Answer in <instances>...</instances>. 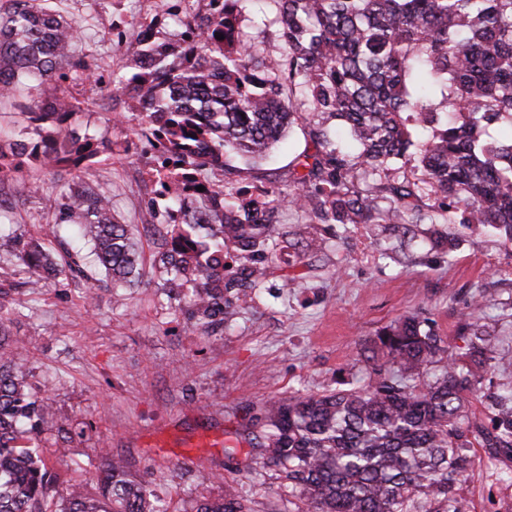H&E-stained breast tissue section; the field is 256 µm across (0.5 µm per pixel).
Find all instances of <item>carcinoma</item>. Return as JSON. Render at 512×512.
<instances>
[{"mask_svg":"<svg viewBox=\"0 0 512 512\" xmlns=\"http://www.w3.org/2000/svg\"><path fill=\"white\" fill-rule=\"evenodd\" d=\"M212 2L192 17V46L162 54L145 45L106 78L75 55L80 22L51 0H0V96L56 87L19 105L23 135L0 138V258L25 275L29 293L79 277L91 306L90 267L114 289L143 276L130 225L90 175L99 143L70 121L67 83L78 79L109 88L99 107L115 125L126 119L118 104L128 87L149 107L142 133L156 138L145 147L171 225L152 267L206 334L233 300L252 297L285 207L316 224L396 228L437 211L445 223L489 226L512 241V0H263L274 16L255 33L243 25L255 0ZM301 120L315 151L298 155L288 189L269 182L247 196L211 180L231 169L230 155L263 158ZM494 127L507 134L483 138ZM24 150L67 180L35 235L5 230L31 198H10L4 185ZM201 183L212 192L197 203ZM64 233L89 252H60ZM230 246L237 266L224 262ZM481 306L465 317L464 361L408 315L370 341L363 384L263 403L240 437L258 450L250 472L278 481L266 512H288L294 498L304 512H463L469 449L512 460V390L495 398L490 428L466 409L496 349ZM21 357L0 317V512H171L121 458L107 460L94 492L85 480L58 488L41 442L62 429ZM253 504L226 483L190 512H255Z\"/></svg>","mask_w":512,"mask_h":512,"instance_id":"cac0c4a2","label":"carcinoma"}]
</instances>
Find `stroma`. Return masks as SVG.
I'll return each instance as SVG.
<instances>
[{"label":"stroma","mask_w":512,"mask_h":512,"mask_svg":"<svg viewBox=\"0 0 512 512\" xmlns=\"http://www.w3.org/2000/svg\"><path fill=\"white\" fill-rule=\"evenodd\" d=\"M146 0H62L64 15L82 23L77 50L99 74L125 66L132 53L108 35L113 13L147 10ZM100 85L78 81L70 94L75 120L92 135H105L111 150L92 171L111 191L118 214L132 224L146 272L126 289L124 305L112 289L97 291L85 309L84 283L46 285L41 294L22 289L21 276L0 268L16 284L10 300L20 314L11 330L24 347L29 380L46 385L55 421L74 431L71 451L53 462L59 486L80 472L96 475L106 457L123 458L146 481L160 484L174 512L190 501L221 494L223 481L241 484L257 503L272 487L244 472L250 446L234 432L265 401L299 390L317 393L366 376L360 353L368 340L405 315L432 322L450 353H460L459 328L476 296H484V322L497 338L483 396L469 411L490 421L488 396L512 387V242L494 229L423 223L408 230L386 224H312L302 212L279 216L278 250L285 258L261 280L253 301L237 304L219 331L201 335L176 312L152 257L163 242L161 222L144 223L151 195L149 153L128 148V125H113L98 106ZM296 126L259 165L238 177L217 171L216 183H287L309 140ZM14 193L37 187L28 208L14 216L16 229L36 233L49 214L47 199L60 194L55 175L36 164L10 177ZM455 234L445 253L435 239ZM235 447L234 457L225 450ZM476 465L462 485L464 512H512V461L489 464L474 448Z\"/></svg>","instance_id":"stroma-1"}]
</instances>
